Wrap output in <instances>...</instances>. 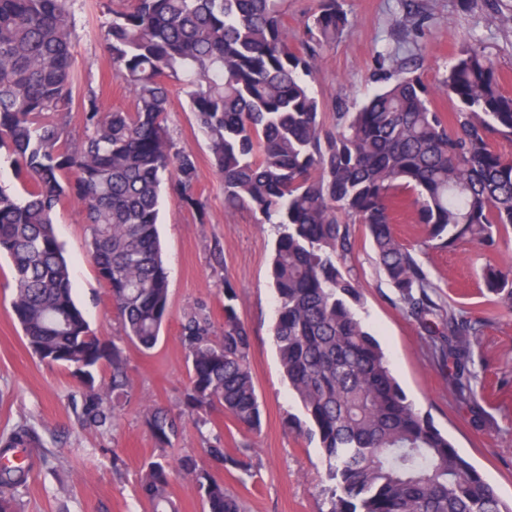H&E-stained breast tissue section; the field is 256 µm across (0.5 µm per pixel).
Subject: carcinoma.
Instances as JSON below:
<instances>
[{"instance_id": "carcinoma-1", "label": "carcinoma", "mask_w": 512, "mask_h": 512, "mask_svg": "<svg viewBox=\"0 0 512 512\" xmlns=\"http://www.w3.org/2000/svg\"><path fill=\"white\" fill-rule=\"evenodd\" d=\"M284 5L118 0L103 46L132 108L105 112L92 88L74 101L69 0H0V151L21 188L18 195L0 186V253L11 262L13 313L33 354L79 380L81 420L114 425L133 397L127 357L91 329L77 305L54 211L63 197L82 207L91 256L124 338L153 349L170 309L157 231L163 188L203 215L195 157L176 146L167 125L166 79L183 75L189 109L224 184L225 209L248 207L278 229L268 267L273 336L306 431L325 454L331 512H512L399 386L359 314L361 292L346 269L350 225L359 224L379 270L407 315L434 337V355L452 365L450 383L466 399L473 378L467 356L480 329L463 309L433 299L437 285L395 228L399 194L414 196L424 248L466 241L496 250L512 227V157L494 145L512 141V95L491 56L465 40L441 82L454 111H438L434 90L402 62L356 111L340 106L330 128L308 78L321 51L347 29V15L339 0H319L303 23L301 55L288 46ZM75 110L84 128L77 144L66 123ZM484 281L492 304L512 309V261L486 267ZM236 300L224 284L220 336L204 306L182 316L184 415L199 422L219 408L254 432L261 405L250 331ZM143 415L157 446L169 447L176 419L154 405ZM37 439L19 425L0 441V455ZM204 455L238 465L219 440ZM174 473L194 486L205 512H243L193 455L145 465L141 492L154 512L171 506L165 491ZM27 475L26 467H0V512H18Z\"/></svg>"}]
</instances>
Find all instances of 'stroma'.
<instances>
[{"instance_id": "obj_1", "label": "stroma", "mask_w": 512, "mask_h": 512, "mask_svg": "<svg viewBox=\"0 0 512 512\" xmlns=\"http://www.w3.org/2000/svg\"><path fill=\"white\" fill-rule=\"evenodd\" d=\"M112 0H73L74 85L93 87L106 110L127 109L132 98L113 75L101 33ZM349 27L321 53L310 87L327 112L341 100L363 101L377 89L379 73L397 67L395 51H407L419 74L439 85L463 41L483 46L496 62L504 91L512 93V0H342ZM167 124L177 147L191 151L203 214L164 194L158 231L169 270L170 316L154 349L144 352L123 340L110 294L87 252L85 215L71 200L56 210V234L72 263L75 299L91 328L121 342L128 360L133 397L111 428L83 425L81 390L69 370L33 355L11 308L14 282L0 256V439L17 425L35 429L43 445L26 487L20 512H151L139 492L143 467L158 455L170 461L200 453L222 438L238 467L216 469L225 488L242 499L246 512H328L326 462L317 438L295 429L304 411L284 377L273 338L274 297L268 265L277 229L259 223L250 209H224V188L208 147L189 111L182 86L169 80ZM397 231L419 252L442 301L453 302L483 328L471 346L478 374L473 395L460 402L448 383L447 367L432 355L422 326L400 308L397 295L379 273L368 237L353 225L347 266L359 285L360 311L387 354L408 399L448 433L459 453L512 501V311L488 304L482 271L512 254V234L499 254L462 243L447 251L421 250L422 225L404 208ZM237 292V314L251 334L250 363L262 406L259 432L240 430L221 412L205 426L183 418L188 381L187 354L180 336L185 311L204 305L215 331L224 327V286ZM146 404L181 416L170 447L158 448L143 417Z\"/></svg>"}]
</instances>
